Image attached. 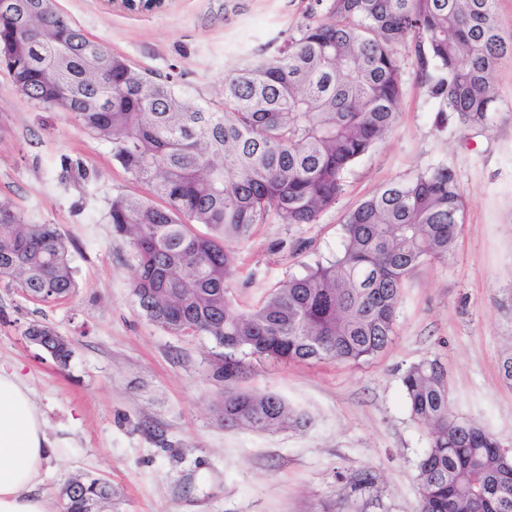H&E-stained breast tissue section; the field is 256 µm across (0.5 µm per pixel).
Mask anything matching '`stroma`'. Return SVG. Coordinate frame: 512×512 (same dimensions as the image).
<instances>
[{
    "label": "stroma",
    "instance_id": "1",
    "mask_svg": "<svg viewBox=\"0 0 512 512\" xmlns=\"http://www.w3.org/2000/svg\"><path fill=\"white\" fill-rule=\"evenodd\" d=\"M56 8L132 67L174 73L200 106L219 102L224 75L283 39L309 0H54ZM403 95L386 138L352 167L336 203L314 224L256 225L237 245L236 302L272 289L342 248L345 217L387 183L445 166L467 196L448 259L420 267L405 288L392 343L356 365L245 359L238 377L218 374L205 336L169 334L143 317L131 285L125 237L107 223L116 195L149 197L113 158L110 144L67 112L39 109L0 68V200L32 224L65 235L78 288L43 304L0 286V366L17 368L58 444L43 474L53 512L71 474L108 480L104 512H419L418 462L430 446L401 379L438 360L453 414L492 431L512 452V384L501 357L512 346V59L496 73L488 125L465 126L438 109L414 57L399 54ZM94 172L62 185L63 157ZM73 341L67 366L31 344L32 322ZM229 391L269 392L309 416L300 429L261 434L225 426ZM367 472L373 485L356 486Z\"/></svg>",
    "mask_w": 512,
    "mask_h": 512
}]
</instances>
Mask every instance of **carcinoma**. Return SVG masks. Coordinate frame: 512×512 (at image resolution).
Wrapping results in <instances>:
<instances>
[{
  "instance_id": "obj_1",
  "label": "carcinoma",
  "mask_w": 512,
  "mask_h": 512,
  "mask_svg": "<svg viewBox=\"0 0 512 512\" xmlns=\"http://www.w3.org/2000/svg\"><path fill=\"white\" fill-rule=\"evenodd\" d=\"M0 13L8 72L36 107L71 113L112 144V156L152 198L115 196L106 218L128 239L139 312L175 336H207L232 378L244 357L350 364L394 336L403 288L426 261L445 260L466 199L439 166L386 185L350 211L336 257L293 276L257 305L232 298L235 246L255 225L313 224L342 193L353 164L392 129L402 95L400 49L410 51L429 95L464 125H484L496 102L494 73L512 56L496 0H310L296 33L224 78L222 107L187 100L172 74L134 69L108 52L54 0H18ZM61 183L87 181L63 160ZM208 228L203 234L197 225ZM0 284L42 301L78 287L64 234L30 224L0 202ZM25 337L66 366L72 342L32 323ZM412 417L430 431L418 463L420 512H512V455L486 427L451 412L437 360L402 378ZM224 425L264 433L300 427L272 393L230 392ZM64 512L112 500V485L73 476Z\"/></svg>"
}]
</instances>
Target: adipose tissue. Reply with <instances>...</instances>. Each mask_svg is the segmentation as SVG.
I'll list each match as a JSON object with an SVG mask.
<instances>
[{
	"instance_id": "obj_1",
	"label": "adipose tissue",
	"mask_w": 512,
	"mask_h": 512,
	"mask_svg": "<svg viewBox=\"0 0 512 512\" xmlns=\"http://www.w3.org/2000/svg\"><path fill=\"white\" fill-rule=\"evenodd\" d=\"M54 451L20 374L0 369V512H49L39 485Z\"/></svg>"
}]
</instances>
